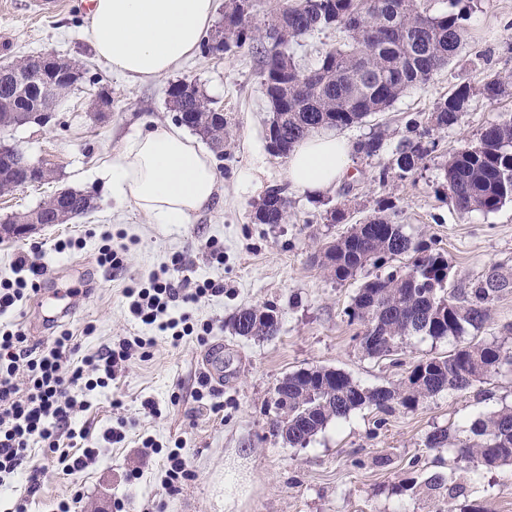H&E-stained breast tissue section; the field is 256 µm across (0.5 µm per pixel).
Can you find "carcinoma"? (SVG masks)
<instances>
[{"label": "carcinoma", "instance_id": "carcinoma-1", "mask_svg": "<svg viewBox=\"0 0 512 512\" xmlns=\"http://www.w3.org/2000/svg\"><path fill=\"white\" fill-rule=\"evenodd\" d=\"M470 10L467 0H448V8L440 12L432 9L430 0H279L262 30L232 21L225 48L248 44L263 53V87L272 109L269 129L275 131L276 142L287 156L310 133L359 124L389 108L405 91L426 85L467 39ZM332 27L344 34L343 42L325 49L315 67H299L284 51L286 44ZM36 68V59L28 56L0 71L1 124L8 126L48 107L60 110L84 77L83 69L69 64L66 78L43 96L28 85ZM297 71L309 73L301 84L295 82ZM479 92L495 101L507 93L506 81L490 75ZM471 95V88L463 85L437 103L433 125H455ZM168 97L175 120L224 154L228 121L198 86L177 82L170 85ZM409 125L418 131V138L405 140L398 149L395 164L402 178L414 173L432 151L424 141L430 128L416 118ZM380 149L377 135L356 143V152L368 158ZM50 176V171L20 170L10 155L0 153V193L28 177L41 183ZM444 180L448 198L461 212H495L512 202V115L486 126L476 144L450 154ZM95 207L93 196L68 190L62 197H47L28 213L6 217L4 223L23 224L35 218L57 224ZM255 220L286 223V188L269 191L256 209ZM402 255L408 263L367 279L347 309L349 321L363 326L360 345L372 358L391 355L409 336L442 339L461 336L469 328L478 330L499 294L512 290V271L499 265L491 266L480 280L448 287L444 255L427 243L413 241L402 225L380 212L351 225L344 236L326 245L320 263L334 280L344 282L367 266L381 268ZM279 325V314L270 306L244 307L232 317L234 334L241 337L268 339L278 334ZM505 364L512 366V352L493 341L421 360L397 385L375 390L360 387L341 370L300 369L274 388L272 431L288 445L304 448L330 422L362 406L380 411H389L395 404L414 408L444 390L466 391ZM470 431L473 438L462 441L457 453L465 471L479 475L512 466V408L475 420ZM452 444L446 429L427 439V448L437 452Z\"/></svg>", "mask_w": 512, "mask_h": 512}]
</instances>
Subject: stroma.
<instances>
[{"label": "stroma", "mask_w": 512, "mask_h": 512, "mask_svg": "<svg viewBox=\"0 0 512 512\" xmlns=\"http://www.w3.org/2000/svg\"><path fill=\"white\" fill-rule=\"evenodd\" d=\"M470 36L457 57L421 88L409 90L385 112L344 128L352 141L377 134L383 147L374 157L353 155L348 176L336 188L313 197L289 191L288 220L259 224L255 205L265 191L287 185L288 160L271 153L267 130L270 104L262 87L263 62L250 47L217 54L195 52L170 75L131 82L99 60L86 38L88 0H64L59 9L35 15L27 0H0V64L47 50L83 66L86 75L65 106L46 126L10 132L27 158L47 164L53 178L0 195V220L38 207L60 188L91 194L94 211L64 224L48 225L26 239L0 240V281L14 278L18 257L42 247L49 272L38 291L13 316L27 336L49 341L60 331L73 333V361L130 336L147 338V358L133 357L105 388L86 392L87 408L77 427L86 431L79 448L98 456L83 472L67 476L56 458L36 455L24 462L15 480L0 487V512H13L25 501L28 512H225L224 476L235 473L244 493L232 512H441V493L426 480L439 473L461 490L455 503L469 512H512V466L484 471L479 479L463 473L451 452L426 446L438 428L469 429L483 414L512 406V372L478 383L469 390H448L415 409L394 406L352 411L331 422L307 447H291L273 435V390L288 373L316 366L343 370L362 387L396 383L414 362L440 356L469 342L504 340L512 347V292L492 306L482 328L461 337L409 338L397 353L368 357L361 349L360 324L346 311L374 268L336 282L314 259L327 242L382 207L413 241H426L448 260L450 283L477 279L492 265L512 270V203L493 213L456 210L444 187L449 154L477 142L490 123L512 114V88L498 100L473 95L457 124L433 128L437 144L412 175L399 177L391 163L409 136V118L427 120L440 99L459 85L478 87L496 74L512 85V0H473ZM191 81L223 109L230 136L223 156L213 159L218 192L213 203L181 225L155 224L140 210L112 196V160L126 138L155 125L170 124L174 114L167 90ZM112 104L99 106L100 93ZM386 180H379L381 168ZM254 170L261 190L243 192L242 172ZM345 218L333 222L332 209ZM125 249L126 265L103 271L96 246L104 233ZM80 237L86 247L68 256L56 253V240ZM215 239L224 260H209L203 248ZM181 256L196 276L224 286L223 295L192 310L197 322L212 330L172 343L169 336L141 328L127 312L123 290L170 268ZM80 296H72V289ZM73 304L72 314L41 327L38 305ZM277 308L280 330L269 339H243L231 330L243 307ZM224 350V385L199 387L202 359L215 346ZM202 399H195V392ZM159 411L145 413V400ZM123 428L120 443L104 439ZM180 449L193 471L177 491L165 488L164 454Z\"/></svg>", "instance_id": "stroma-1"}]
</instances>
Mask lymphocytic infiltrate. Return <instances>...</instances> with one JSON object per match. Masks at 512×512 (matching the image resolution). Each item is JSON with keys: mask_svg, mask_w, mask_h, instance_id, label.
<instances>
[{"mask_svg": "<svg viewBox=\"0 0 512 512\" xmlns=\"http://www.w3.org/2000/svg\"><path fill=\"white\" fill-rule=\"evenodd\" d=\"M172 265L174 274H155L147 282L125 288L130 317L176 342L197 331L209 334V324L193 322L190 309L223 294V284L182 274L181 257H174ZM17 268L14 280L0 282L1 316L14 312L36 291L48 271L36 249L20 257ZM144 346V339L136 336L87 354L75 364L71 361L75 349L71 332L59 333L41 348L29 345L22 328L1 329L0 483L11 480L38 446L57 454L63 474L81 472L92 449L76 457L64 448L65 441L77 437L72 421L86 407L77 393L108 386Z\"/></svg>", "mask_w": 512, "mask_h": 512, "instance_id": "lymphocytic-infiltrate-1", "label": "lymphocytic infiltrate"}]
</instances>
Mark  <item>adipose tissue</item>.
Here are the masks:
<instances>
[{
    "instance_id": "ef3b65f1",
    "label": "adipose tissue",
    "mask_w": 512,
    "mask_h": 512,
    "mask_svg": "<svg viewBox=\"0 0 512 512\" xmlns=\"http://www.w3.org/2000/svg\"><path fill=\"white\" fill-rule=\"evenodd\" d=\"M214 15L215 0H92L86 36L113 72L145 82L189 58ZM353 152L342 136L313 133L290 154L288 182L313 197L327 192L349 172ZM216 186L209 155L171 125L131 135L112 161L113 196L156 224L191 223Z\"/></svg>"
}]
</instances>
